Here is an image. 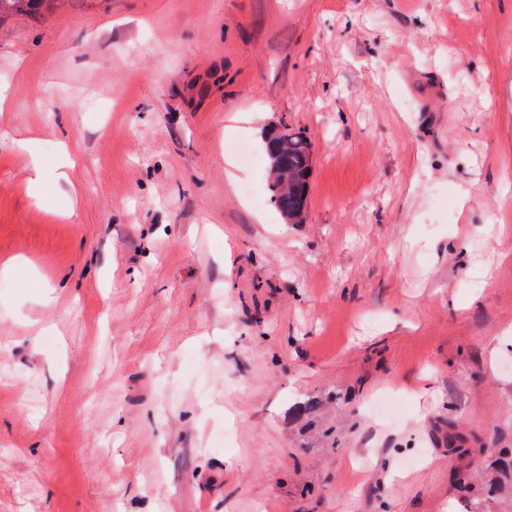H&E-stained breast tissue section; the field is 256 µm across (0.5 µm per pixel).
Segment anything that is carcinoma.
Listing matches in <instances>:
<instances>
[{"label":"carcinoma","mask_w":512,"mask_h":512,"mask_svg":"<svg viewBox=\"0 0 512 512\" xmlns=\"http://www.w3.org/2000/svg\"><path fill=\"white\" fill-rule=\"evenodd\" d=\"M47 0H0V18L10 14L32 13ZM263 143L269 175L271 202L282 217L295 224L305 220L299 191L309 192L310 143L303 136L268 131ZM479 487L468 475L459 485L466 492L465 512H512V448L491 453V460L479 473Z\"/></svg>","instance_id":"obj_1"}]
</instances>
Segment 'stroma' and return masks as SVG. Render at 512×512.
<instances>
[{
	"label": "stroma",
	"mask_w": 512,
	"mask_h": 512,
	"mask_svg": "<svg viewBox=\"0 0 512 512\" xmlns=\"http://www.w3.org/2000/svg\"><path fill=\"white\" fill-rule=\"evenodd\" d=\"M0 88V512H455L512 448V0H46ZM263 142L264 154L267 160L269 175L272 178L271 202L284 218L292 224H301L305 220L303 208L300 205L298 183L301 184L307 200L309 185L307 179L310 174V143L303 136L296 133H288V137L278 131H268ZM280 151L285 154H281ZM288 162V177L274 166L275 163L283 165ZM284 166V165H283ZM288 181V187L285 185Z\"/></svg>",
	"instance_id": "35a3bbf8"
}]
</instances>
